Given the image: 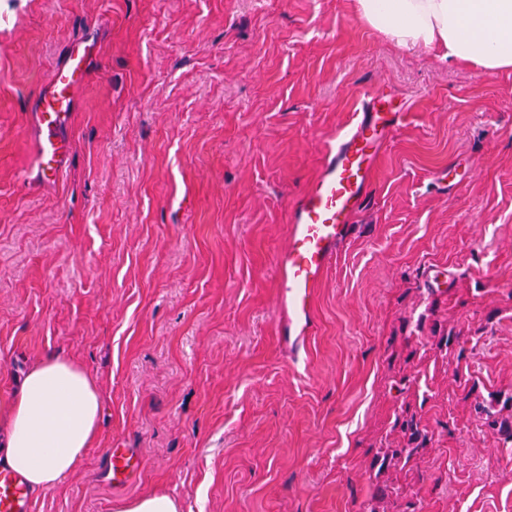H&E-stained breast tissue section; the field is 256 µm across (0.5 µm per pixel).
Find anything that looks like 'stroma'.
<instances>
[{"label": "stroma", "instance_id": "stroma-1", "mask_svg": "<svg viewBox=\"0 0 512 512\" xmlns=\"http://www.w3.org/2000/svg\"><path fill=\"white\" fill-rule=\"evenodd\" d=\"M76 39L46 184L32 112ZM373 89L404 118L293 348L288 210ZM57 353L103 420L34 512H512L474 410L512 396V71L399 48L352 0H0L1 417ZM408 413L426 446L386 460ZM112 448L139 455L119 487ZM124 512H181L178 500L169 495L142 496L131 500Z\"/></svg>", "mask_w": 512, "mask_h": 512}]
</instances>
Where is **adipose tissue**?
<instances>
[{"label": "adipose tissue", "mask_w": 512, "mask_h": 512, "mask_svg": "<svg viewBox=\"0 0 512 512\" xmlns=\"http://www.w3.org/2000/svg\"><path fill=\"white\" fill-rule=\"evenodd\" d=\"M358 18L397 46L424 48L485 73L512 71V0H354ZM102 395L64 355L32 367L6 417L0 465L30 490L57 487L97 439Z\"/></svg>", "instance_id": "ef3b65f1"}]
</instances>
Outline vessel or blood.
I'll return each mask as SVG.
<instances>
[{"label":"vessel or blood","mask_w":512,"mask_h":512,"mask_svg":"<svg viewBox=\"0 0 512 512\" xmlns=\"http://www.w3.org/2000/svg\"><path fill=\"white\" fill-rule=\"evenodd\" d=\"M90 49L87 41H71L36 103L34 162L42 181H56L66 161L69 143L63 130L74 109V92L88 72ZM402 118L385 111L381 92L371 90L348 129L323 147L317 176L289 213L287 243L277 257L278 299L288 313L289 335L309 333L315 298L336 247L350 218L364 207L387 137ZM0 512H33L25 482L6 468H0Z\"/></svg>","instance_id":"1"}]
</instances>
